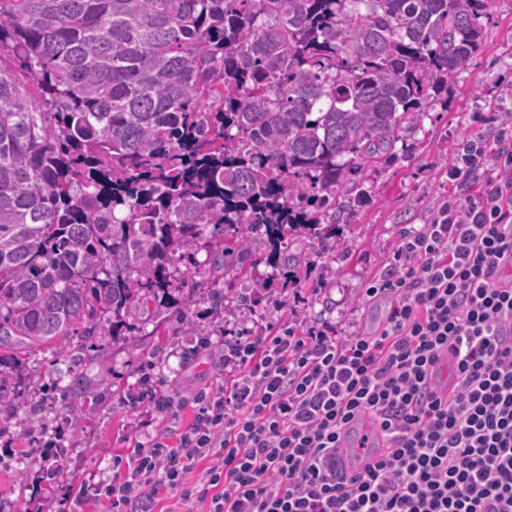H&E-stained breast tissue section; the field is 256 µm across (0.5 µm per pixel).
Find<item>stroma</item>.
<instances>
[{"mask_svg": "<svg viewBox=\"0 0 512 512\" xmlns=\"http://www.w3.org/2000/svg\"><path fill=\"white\" fill-rule=\"evenodd\" d=\"M482 12L481 48L446 90L407 115L394 156L349 174L355 192L336 198L343 207L337 228L349 250H327L299 238L290 249L304 252L302 264L257 266L256 279L268 283L260 292L267 322L285 315L326 321L347 336L381 321L382 304L362 299L366 281L384 271L401 229L425 223L447 196L446 172L462 142L479 136L493 141L498 113H512V0H484ZM190 313L208 326L217 346L255 321L249 307L218 316L203 299ZM198 344L171 315L140 347L129 336L117 343L103 336L76 360L44 347L9 367L6 389L15 405L0 413V512H72L70 487L111 478L118 459L163 426L157 413L133 407L130 395L147 384L172 391L215 379L207 356L191 353ZM75 377L87 383L78 399L69 389ZM77 401L85 417L76 431L70 407ZM51 442L61 450V466L48 480L38 458Z\"/></svg>", "mask_w": 512, "mask_h": 512, "instance_id": "obj_1", "label": "stroma"}]
</instances>
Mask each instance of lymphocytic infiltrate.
Returning a JSON list of instances; mask_svg holds the SVG:
<instances>
[{
	"label": "lymphocytic infiltrate",
	"instance_id": "lymphocytic-infiltrate-1",
	"mask_svg": "<svg viewBox=\"0 0 512 512\" xmlns=\"http://www.w3.org/2000/svg\"><path fill=\"white\" fill-rule=\"evenodd\" d=\"M497 139L492 155L458 149L454 195L368 281L365 299L387 306L376 330L283 319L226 340L223 378L196 389L189 425L79 486L77 504L153 512L165 491L205 512H512L511 114ZM364 416L359 447L383 452L347 474L338 451Z\"/></svg>",
	"mask_w": 512,
	"mask_h": 512
}]
</instances>
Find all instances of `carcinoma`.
<instances>
[{"mask_svg":"<svg viewBox=\"0 0 512 512\" xmlns=\"http://www.w3.org/2000/svg\"><path fill=\"white\" fill-rule=\"evenodd\" d=\"M479 2L0 0V367L175 301L207 336L201 287L225 312L291 237L348 250L346 173L480 47Z\"/></svg>","mask_w":512,"mask_h":512,"instance_id":"carcinoma-1","label":"carcinoma"}]
</instances>
